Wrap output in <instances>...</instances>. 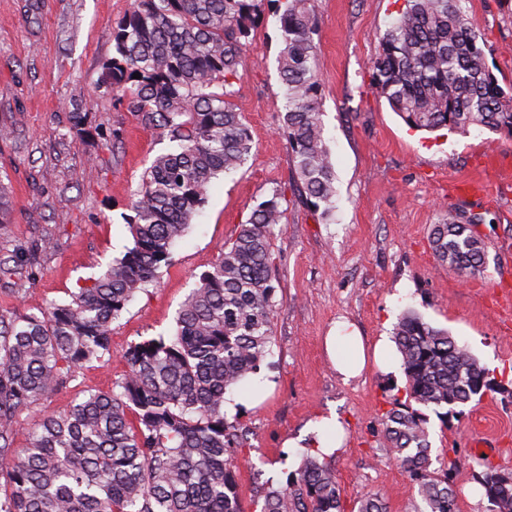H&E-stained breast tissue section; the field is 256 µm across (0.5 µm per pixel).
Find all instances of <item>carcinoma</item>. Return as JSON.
Masks as SVG:
<instances>
[{
	"instance_id": "1",
	"label": "carcinoma",
	"mask_w": 512,
	"mask_h": 512,
	"mask_svg": "<svg viewBox=\"0 0 512 512\" xmlns=\"http://www.w3.org/2000/svg\"><path fill=\"white\" fill-rule=\"evenodd\" d=\"M265 0H134L113 30L115 54L94 94L175 143L154 157L134 193L132 246L70 300L37 313L0 312V512H244L236 491L225 395L260 371L274 340L278 282L273 236L284 210L275 189L224 244L180 306L175 330L131 345L128 374L45 416L16 456L21 415L112 356V323L171 264L172 248L212 181L251 155L231 101ZM279 72L283 134L305 203L330 218L336 197L319 109L317 21L311 0H282ZM372 86L412 129L512 137V95L485 62L482 34L456 0H406L380 36ZM141 78H133V74ZM482 213L450 210L433 226L436 258L464 276L483 271ZM407 385L382 419L389 454L409 473L423 512H458L448 475L430 469L428 419L446 423L490 381L467 347L416 311L394 327ZM479 483L489 512H512V484ZM261 512H344L336 475L306 456Z\"/></svg>"
}]
</instances>
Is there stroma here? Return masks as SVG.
Masks as SVG:
<instances>
[{
  "instance_id": "35a3bbf8",
  "label": "stroma",
  "mask_w": 512,
  "mask_h": 512,
  "mask_svg": "<svg viewBox=\"0 0 512 512\" xmlns=\"http://www.w3.org/2000/svg\"><path fill=\"white\" fill-rule=\"evenodd\" d=\"M131 5L0 0V184L11 201L0 224V262L11 269L0 275V311L36 313L66 301L132 244L130 196L170 143L112 96L92 94ZM403 7L404 0H314L319 103L336 175V211L327 221L303 203L294 179L281 131V37L267 0L234 86L253 141L250 158L214 180L171 265L113 323L111 360L87 364L67 388L25 411L17 448L43 415L66 409L79 392L111 390L129 371L123 354L130 345L171 334L199 274L276 189L285 216L273 238L280 286L274 342L260 372L224 402L227 421L244 436L234 453L244 512H255L268 485L298 469L313 451L316 422L330 417L344 429L328 463L345 512L370 493L388 512H421L414 482L381 436L383 414L403 393L402 367H373L346 381L325 350L337 323L371 345L391 336L407 308L465 344L495 382L464 406L460 420L428 415L433 467L447 474L459 512H488L477 481L483 462L512 472V317L495 304L498 289H512V139L476 128L466 135L410 129L371 88L378 38ZM459 7L487 42L489 70L512 90V0H460ZM76 109L100 137L75 134L69 114ZM486 153L502 160L493 198L450 197V183L479 174ZM451 209L488 218L477 227L486 251L478 275L461 277L433 254L431 228ZM41 236L51 245L26 267L21 254Z\"/></svg>"
}]
</instances>
